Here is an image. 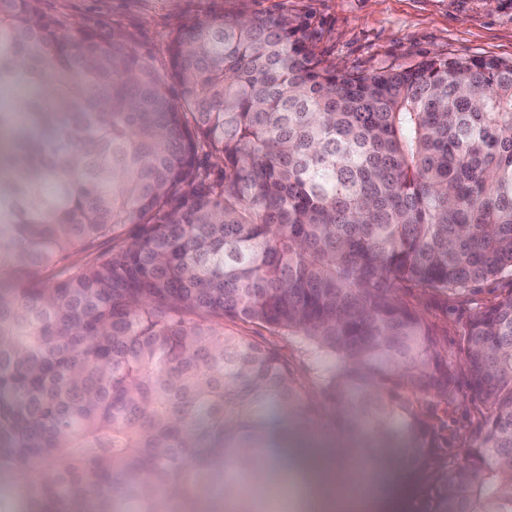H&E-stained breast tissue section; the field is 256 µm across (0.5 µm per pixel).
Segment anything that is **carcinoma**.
<instances>
[{"label": "carcinoma", "mask_w": 512, "mask_h": 512, "mask_svg": "<svg viewBox=\"0 0 512 512\" xmlns=\"http://www.w3.org/2000/svg\"><path fill=\"white\" fill-rule=\"evenodd\" d=\"M39 3L0 0V512H178L326 410L425 473L427 512H512V288L466 325L449 471L454 377L417 303L512 279V63L363 74L285 14H222L170 36L164 79ZM226 319L328 358L319 397Z\"/></svg>", "instance_id": "obj_1"}]
</instances>
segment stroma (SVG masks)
<instances>
[{
	"label": "stroma",
	"instance_id": "stroma-1",
	"mask_svg": "<svg viewBox=\"0 0 512 512\" xmlns=\"http://www.w3.org/2000/svg\"><path fill=\"white\" fill-rule=\"evenodd\" d=\"M40 7L68 35L78 24L104 35L123 33L162 76L168 73V37L188 17L238 11L295 18L325 63L363 73L408 68L434 55L512 63V0H40ZM509 287L506 279L489 281L462 296L430 294L420 300L455 366L453 394L437 408L447 424L444 459L451 468L476 425L468 374L457 365L465 324ZM246 333L272 344L300 372L312 374L317 366L299 337L277 336L258 325Z\"/></svg>",
	"mask_w": 512,
	"mask_h": 512
}]
</instances>
